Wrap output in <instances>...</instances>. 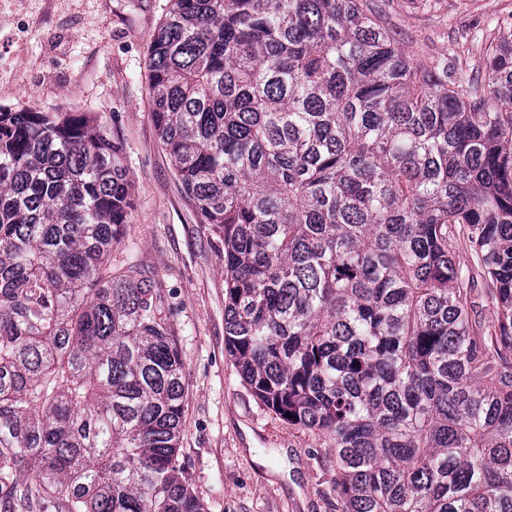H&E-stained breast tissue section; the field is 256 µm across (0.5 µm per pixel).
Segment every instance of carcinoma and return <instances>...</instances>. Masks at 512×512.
Instances as JSON below:
<instances>
[{
	"label": "carcinoma",
	"mask_w": 512,
	"mask_h": 512,
	"mask_svg": "<svg viewBox=\"0 0 512 512\" xmlns=\"http://www.w3.org/2000/svg\"><path fill=\"white\" fill-rule=\"evenodd\" d=\"M146 71L226 355L327 438L342 512H512V41L474 79L372 0H169ZM133 196L90 113L0 107V512H207L168 295L112 270Z\"/></svg>",
	"instance_id": "carcinoma-1"
}]
</instances>
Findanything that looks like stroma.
Masks as SVG:
<instances>
[{
	"label": "stroma",
	"instance_id": "35a3bbf8",
	"mask_svg": "<svg viewBox=\"0 0 512 512\" xmlns=\"http://www.w3.org/2000/svg\"><path fill=\"white\" fill-rule=\"evenodd\" d=\"M168 0H0V105L89 112L121 141L135 185L133 257L161 279L185 366L179 461L208 512H341L324 437L257 403L224 351V258L209 242L151 120L147 48ZM512 0H391L381 20L420 60L483 62L512 36Z\"/></svg>",
	"mask_w": 512,
	"mask_h": 512
}]
</instances>
